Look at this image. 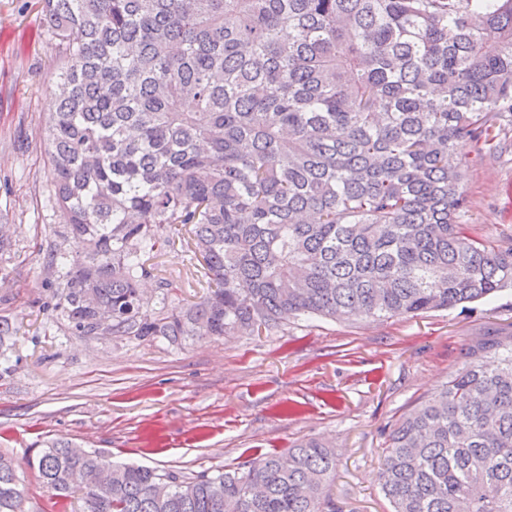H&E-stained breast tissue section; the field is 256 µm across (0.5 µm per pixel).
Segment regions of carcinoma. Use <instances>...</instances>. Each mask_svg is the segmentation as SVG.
<instances>
[{
    "label": "carcinoma",
    "mask_w": 512,
    "mask_h": 512,
    "mask_svg": "<svg viewBox=\"0 0 512 512\" xmlns=\"http://www.w3.org/2000/svg\"><path fill=\"white\" fill-rule=\"evenodd\" d=\"M62 67L46 132L63 218L45 282L79 336L388 320L512 288V248L465 235L461 159L512 132V0H40ZM184 233L207 295L155 311L146 256ZM72 238L85 249L72 256ZM112 311V326L97 316ZM47 442L85 512H336V456L306 440L209 474ZM79 482H74V479ZM392 512H512V334L404 415L380 471ZM0 454V512H23Z\"/></svg>",
    "instance_id": "carcinoma-1"
}]
</instances>
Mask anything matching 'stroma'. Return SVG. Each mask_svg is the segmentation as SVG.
I'll list each match as a JSON object with an SVG mask.
<instances>
[{
  "label": "stroma",
  "mask_w": 512,
  "mask_h": 512,
  "mask_svg": "<svg viewBox=\"0 0 512 512\" xmlns=\"http://www.w3.org/2000/svg\"><path fill=\"white\" fill-rule=\"evenodd\" d=\"M60 67L39 0H0V224L14 242L0 262V316L17 329L0 347V454L17 465L25 512H50L25 459L44 441L198 473L307 439L336 453V512H391L379 481L391 429L464 366L473 339L512 331V292L385 321L314 318L179 345L74 335L43 307L47 249L62 222L46 154ZM465 152L467 234L512 245V150ZM155 262L175 287L149 288L151 308L205 295L185 247Z\"/></svg>",
  "instance_id": "35a3bbf8"
}]
</instances>
